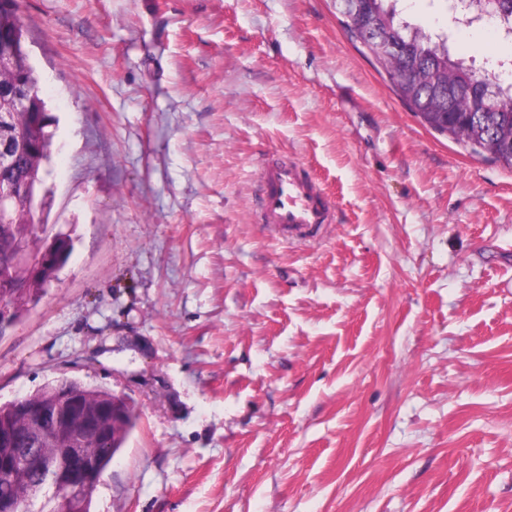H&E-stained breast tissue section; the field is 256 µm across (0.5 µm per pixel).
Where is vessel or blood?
Instances as JSON below:
<instances>
[{"label": "vessel or blood", "instance_id": "1", "mask_svg": "<svg viewBox=\"0 0 512 512\" xmlns=\"http://www.w3.org/2000/svg\"><path fill=\"white\" fill-rule=\"evenodd\" d=\"M260 180L264 223L302 233L329 222L328 201L317 182L300 166L284 159L269 160Z\"/></svg>", "mask_w": 512, "mask_h": 512}]
</instances>
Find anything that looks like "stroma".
Instances as JSON below:
<instances>
[{"label": "stroma", "mask_w": 512, "mask_h": 512, "mask_svg": "<svg viewBox=\"0 0 512 512\" xmlns=\"http://www.w3.org/2000/svg\"><path fill=\"white\" fill-rule=\"evenodd\" d=\"M53 118L0 403L76 379L139 416L90 512H512V169L424 126L336 0H17ZM397 0L458 57L512 41ZM335 203L260 223L261 162Z\"/></svg>", "instance_id": "stroma-1"}]
</instances>
